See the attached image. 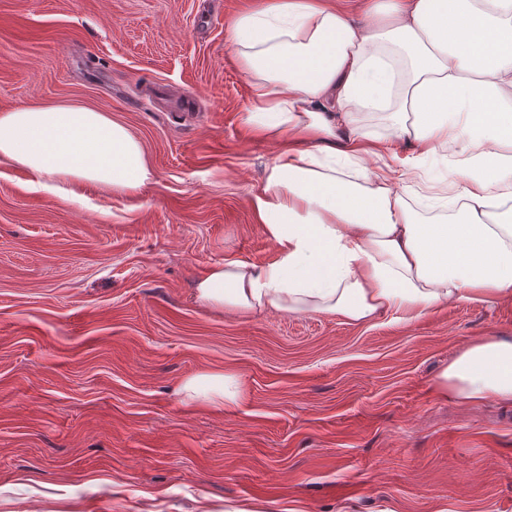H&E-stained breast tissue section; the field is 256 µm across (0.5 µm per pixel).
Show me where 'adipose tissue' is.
<instances>
[{
  "mask_svg": "<svg viewBox=\"0 0 512 512\" xmlns=\"http://www.w3.org/2000/svg\"><path fill=\"white\" fill-rule=\"evenodd\" d=\"M253 106L282 147L251 198L276 260L212 264L201 302L238 313L410 322L512 301V0H262L230 25ZM382 111L384 136L359 125ZM415 153L396 168L397 142ZM453 153L445 177L429 160ZM0 158L41 180L118 193L153 178L141 142L87 107L0 113ZM442 218L423 219L411 203ZM458 403L512 402V336H479L436 375ZM186 402L237 407L236 378L187 379Z\"/></svg>",
  "mask_w": 512,
  "mask_h": 512,
  "instance_id": "ef3b65f1",
  "label": "adipose tissue"
}]
</instances>
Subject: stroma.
<instances>
[{
	"label": "stroma",
	"instance_id": "35a3bbf8",
	"mask_svg": "<svg viewBox=\"0 0 512 512\" xmlns=\"http://www.w3.org/2000/svg\"><path fill=\"white\" fill-rule=\"evenodd\" d=\"M254 0H0V113L79 104L141 142L128 195L0 160V512H512V405L435 397L512 303L409 323L200 303L276 259L250 200L276 141L226 33ZM235 374L239 408L181 384Z\"/></svg>",
	"mask_w": 512,
	"mask_h": 512
}]
</instances>
